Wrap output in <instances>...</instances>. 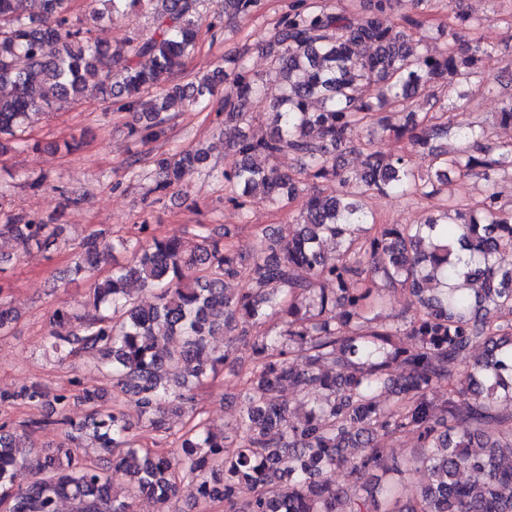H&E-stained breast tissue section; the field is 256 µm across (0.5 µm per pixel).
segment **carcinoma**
Returning a JSON list of instances; mask_svg holds the SVG:
<instances>
[{
	"label": "carcinoma",
	"instance_id": "cac0c4a2",
	"mask_svg": "<svg viewBox=\"0 0 512 512\" xmlns=\"http://www.w3.org/2000/svg\"><path fill=\"white\" fill-rule=\"evenodd\" d=\"M0 0V150L25 146L34 115L75 100L89 80L139 114L144 139H158L172 115L224 93L225 145L236 161L208 175L224 180V201L243 215L256 204H297L291 233L267 227L245 257L224 242L235 225H200L196 240L157 236L140 224L132 236L105 242L95 232L74 247L72 273L111 264L94 279L81 307L62 304L50 318L46 348L60 363L88 359L112 383V403L95 390L79 395L83 419L68 416L72 395L55 394L56 418L17 433L0 425V506L6 512H135L149 495L157 512L176 507L182 480L196 483V505L224 512H512V206L488 187L472 205L444 202L420 224H378L366 207L372 195L411 201L438 197L448 174L512 176V142L477 147L484 122L441 92L490 93L486 63L497 49L465 39L477 20L454 11L429 25L423 6L394 14L396 0H367L355 21L327 0H291L274 28V89L248 76L242 57L186 84L173 81L196 49L199 0H154L153 31L129 40L125 53L92 36L113 14L147 0H97L88 17L73 0ZM262 0H224V17L247 18ZM58 45L56 54L46 51ZM265 103L268 131L249 132L246 107ZM401 143L375 148L378 135ZM454 138L450 150L444 140ZM429 163L418 169L412 155ZM362 156L356 168L339 158ZM299 163L285 172L277 160ZM197 144L160 157L148 193L165 194L202 166ZM308 181L338 185L329 196L301 198ZM0 190V238L28 252L52 254L65 228L25 220L8 210ZM129 253L128 264L115 253ZM244 287L227 294L224 284ZM154 303L139 304L131 281ZM0 283V336L12 334L18 312ZM403 292L410 317L400 328L371 314L370 299ZM221 334L250 350L238 417L222 428L194 421L197 391L224 370ZM415 346H404L403 337ZM177 342L178 349L170 347ZM291 391L303 415L282 400ZM394 397L390 405L382 393ZM50 397L34 383L0 391V404L40 408ZM132 398L161 438L179 432L178 452L141 448L122 410ZM69 427L67 439L32 454V436ZM412 432L421 456L399 461L383 437ZM87 439L100 457H81L71 443ZM420 464L427 481H394ZM348 470L349 483L333 479ZM30 469L35 479L14 485ZM125 475L117 490L112 472Z\"/></svg>",
	"mask_w": 512,
	"mask_h": 512
}]
</instances>
